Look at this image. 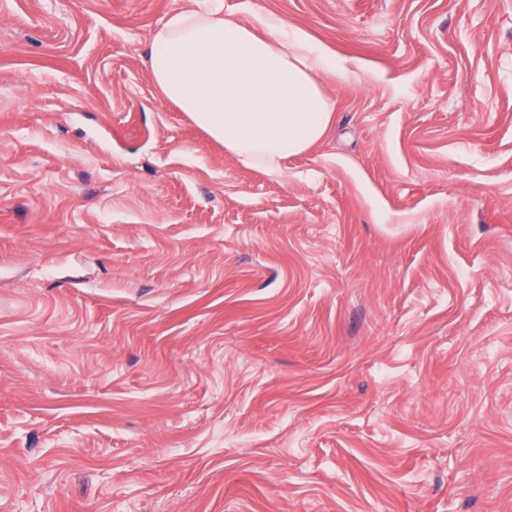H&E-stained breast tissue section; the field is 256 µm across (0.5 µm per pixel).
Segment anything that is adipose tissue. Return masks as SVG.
Masks as SVG:
<instances>
[{
	"mask_svg": "<svg viewBox=\"0 0 512 512\" xmlns=\"http://www.w3.org/2000/svg\"><path fill=\"white\" fill-rule=\"evenodd\" d=\"M145 66L163 100L248 167L280 173L327 133L335 103L318 80L350 77L300 30L260 13L243 23L220 0L170 15Z\"/></svg>",
	"mask_w": 512,
	"mask_h": 512,
	"instance_id": "adipose-tissue-1",
	"label": "adipose tissue"
}]
</instances>
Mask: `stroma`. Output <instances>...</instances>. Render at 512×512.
I'll list each match as a JSON object with an SVG mask.
<instances>
[{
  "instance_id": "1",
  "label": "stroma",
  "mask_w": 512,
  "mask_h": 512,
  "mask_svg": "<svg viewBox=\"0 0 512 512\" xmlns=\"http://www.w3.org/2000/svg\"><path fill=\"white\" fill-rule=\"evenodd\" d=\"M202 4L0 0V512H512V0H222L359 73L274 175ZM206 2L164 21L145 66L162 99L236 160L280 173L334 119L335 103L317 75L349 78L351 72L276 15L259 13L243 23L224 15L220 0Z\"/></svg>"
}]
</instances>
